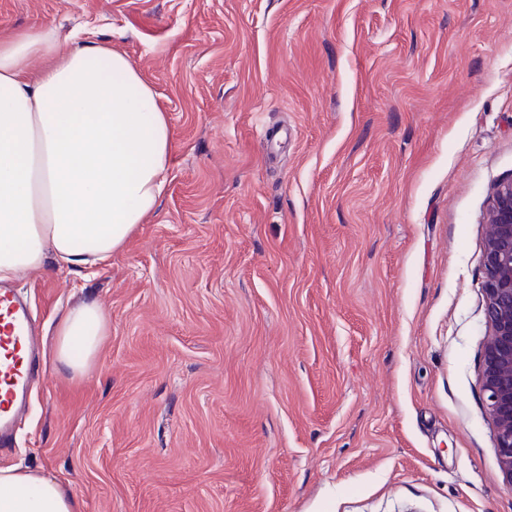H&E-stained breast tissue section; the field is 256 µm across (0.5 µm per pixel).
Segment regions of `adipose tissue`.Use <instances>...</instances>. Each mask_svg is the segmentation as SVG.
Listing matches in <instances>:
<instances>
[{
    "mask_svg": "<svg viewBox=\"0 0 512 512\" xmlns=\"http://www.w3.org/2000/svg\"><path fill=\"white\" fill-rule=\"evenodd\" d=\"M45 68L31 74L34 59ZM165 112L135 65L102 41L73 47L33 30L0 42V280L111 260L157 207L171 168ZM103 310L70 311L57 362L84 373L106 334ZM0 512H80L61 484L0 469Z\"/></svg>",
    "mask_w": 512,
    "mask_h": 512,
    "instance_id": "1",
    "label": "adipose tissue"
}]
</instances>
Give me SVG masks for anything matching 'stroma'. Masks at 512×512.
Instances as JSON below:
<instances>
[{"mask_svg":"<svg viewBox=\"0 0 512 512\" xmlns=\"http://www.w3.org/2000/svg\"><path fill=\"white\" fill-rule=\"evenodd\" d=\"M36 27L137 65L172 164L108 264L17 279L41 371L0 468L81 512H512L480 380L512 0H0V41ZM106 330V317L100 307L85 305L71 310L58 327L56 361L74 375L84 373L96 356Z\"/></svg>","mask_w":512,"mask_h":512,"instance_id":"1","label":"stroma"}]
</instances>
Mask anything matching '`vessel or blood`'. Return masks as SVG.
I'll use <instances>...</instances> for the list:
<instances>
[{
  "label": "vessel or blood",
  "mask_w": 512,
  "mask_h": 512,
  "mask_svg": "<svg viewBox=\"0 0 512 512\" xmlns=\"http://www.w3.org/2000/svg\"><path fill=\"white\" fill-rule=\"evenodd\" d=\"M38 350L26 302L10 284L0 283V445L12 436L26 409Z\"/></svg>",
  "instance_id": "b4317fda"
}]
</instances>
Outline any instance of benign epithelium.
I'll return each mask as SVG.
<instances>
[{
  "label": "benign epithelium",
  "mask_w": 512,
  "mask_h": 512,
  "mask_svg": "<svg viewBox=\"0 0 512 512\" xmlns=\"http://www.w3.org/2000/svg\"><path fill=\"white\" fill-rule=\"evenodd\" d=\"M482 255L484 318L489 329L480 368L496 451L512 489V178L490 195Z\"/></svg>",
  "instance_id": "1"
}]
</instances>
